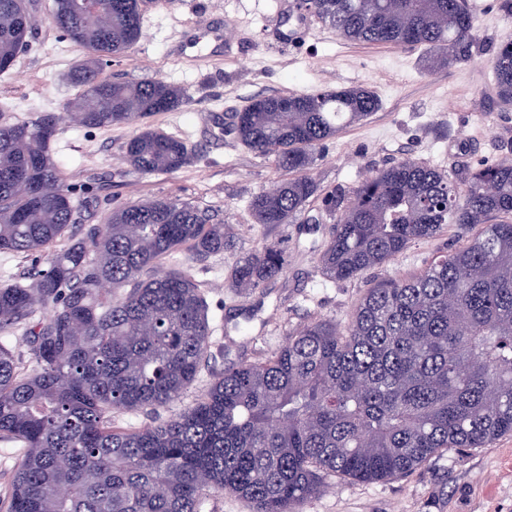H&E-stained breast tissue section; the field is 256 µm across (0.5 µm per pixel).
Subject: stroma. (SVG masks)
<instances>
[{
	"label": "stroma",
	"instance_id": "obj_1",
	"mask_svg": "<svg viewBox=\"0 0 512 512\" xmlns=\"http://www.w3.org/2000/svg\"><path fill=\"white\" fill-rule=\"evenodd\" d=\"M200 20L232 42L229 56L215 57L203 69L180 52ZM506 41H512V6L506 0H484L473 57L451 70L427 65L416 47L344 41L313 18L300 22L294 10L277 11L276 0H173L169 5L162 0L147 9L140 40L104 66L101 77L156 78L184 89L190 104L155 113L146 123L185 139L198 160L172 174H146L124 158L123 147L136 126L85 128L66 119L59 124L53 158L68 184L92 188L81 211L84 223H103L112 209L124 205L177 198L223 224L224 250L205 258L180 253L161 262L164 271L190 267L200 282L213 330L211 358L171 408L118 414L115 424L134 430L191 406L225 362L272 355L289 329L304 322L321 318L345 325L367 288L418 272L471 236L452 226L358 279L325 281L317 264L328 222L321 220L313 230L301 223H253L252 196L275 188L287 174L225 133L235 112L264 96L352 86L373 90L381 110L327 141L314 157L312 173L327 191L351 189L405 157L443 170L452 163L473 166L502 156L512 144V112L499 110L489 85L492 50ZM31 43L32 50L21 53L0 77V108L20 120L64 112L82 92L68 74L86 51L42 24ZM270 243L284 251L282 276L251 294L234 288L236 262ZM295 512H512V435L463 458L445 451L395 480L329 477Z\"/></svg>",
	"mask_w": 512,
	"mask_h": 512
}]
</instances>
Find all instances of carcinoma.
<instances>
[{"mask_svg":"<svg viewBox=\"0 0 512 512\" xmlns=\"http://www.w3.org/2000/svg\"><path fill=\"white\" fill-rule=\"evenodd\" d=\"M53 0L43 23L88 56L70 73L83 95L75 124H128L189 102L161 80H104L102 64L141 37L153 0ZM336 36L419 47L432 66L467 62L478 39L469 0H297ZM30 0H0V75L30 49ZM492 89L512 112V42L493 51ZM381 108L361 87L254 100L227 131L294 173L249 203L254 223L293 224L321 192L314 154ZM62 116L0 118V252L33 263L30 283L0 287V331L27 326L34 368L19 370L0 341V438L24 448L9 512H198L229 492L256 512H294L331 475L360 481L406 476L440 453L464 455L512 434V148L461 174L403 158L349 194L324 198L334 217L319 257L328 281L361 277L456 224L482 225L460 249L421 272L368 289L339 327L314 319L288 331L272 356L227 366L203 398L140 429L117 413L177 402L211 356L199 285L185 270L157 273L182 251H224V225L179 199L112 210L81 223L82 188L52 156ZM146 174L193 159L185 140L148 125L125 145ZM276 244L237 262L233 286L253 292L279 278ZM47 310L35 319L38 308Z\"/></svg>","mask_w":512,"mask_h":512,"instance_id":"obj_1","label":"carcinoma"}]
</instances>
